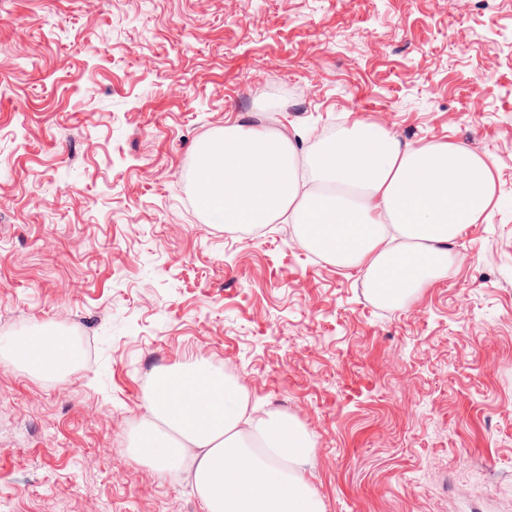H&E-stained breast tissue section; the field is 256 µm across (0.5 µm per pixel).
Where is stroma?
Instances as JSON below:
<instances>
[{"label": "stroma", "mask_w": 512, "mask_h": 512, "mask_svg": "<svg viewBox=\"0 0 512 512\" xmlns=\"http://www.w3.org/2000/svg\"><path fill=\"white\" fill-rule=\"evenodd\" d=\"M300 158L354 120L494 163L496 206L399 304L194 197L226 122ZM0 512H204L133 462L152 373L202 357L313 438L325 512H512V0H0ZM74 356L73 344L67 336L51 327H42L16 340L10 361L39 376L46 370H72Z\"/></svg>", "instance_id": "obj_1"}]
</instances>
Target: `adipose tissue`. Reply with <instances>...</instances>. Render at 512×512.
<instances>
[{
  "instance_id": "1",
  "label": "adipose tissue",
  "mask_w": 512,
  "mask_h": 512,
  "mask_svg": "<svg viewBox=\"0 0 512 512\" xmlns=\"http://www.w3.org/2000/svg\"><path fill=\"white\" fill-rule=\"evenodd\" d=\"M308 166L300 176L288 134L228 123L196 150V203L232 231L295 224L306 249L363 271L389 303L447 275L449 244L493 209L488 158L451 142L404 144L363 119L317 143ZM73 357L50 327L11 350L35 376L70 371ZM144 403L149 420L131 438V458L161 473L190 468L205 512H325L306 476L312 439L296 418L250 406L239 377L180 361L154 372Z\"/></svg>"
}]
</instances>
